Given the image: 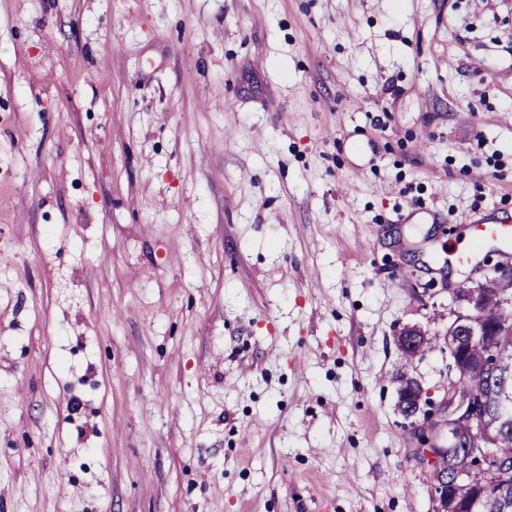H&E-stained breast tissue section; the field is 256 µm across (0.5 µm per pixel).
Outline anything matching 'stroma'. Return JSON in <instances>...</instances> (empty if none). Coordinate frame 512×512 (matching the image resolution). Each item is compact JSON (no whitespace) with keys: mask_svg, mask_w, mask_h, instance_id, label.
Instances as JSON below:
<instances>
[{"mask_svg":"<svg viewBox=\"0 0 512 512\" xmlns=\"http://www.w3.org/2000/svg\"><path fill=\"white\" fill-rule=\"evenodd\" d=\"M491 211L512 0H0V512H433ZM448 341L455 350L483 344L488 338L480 321H476L471 315L457 314L448 325Z\"/></svg>","mask_w":512,"mask_h":512,"instance_id":"stroma-1","label":"stroma"}]
</instances>
